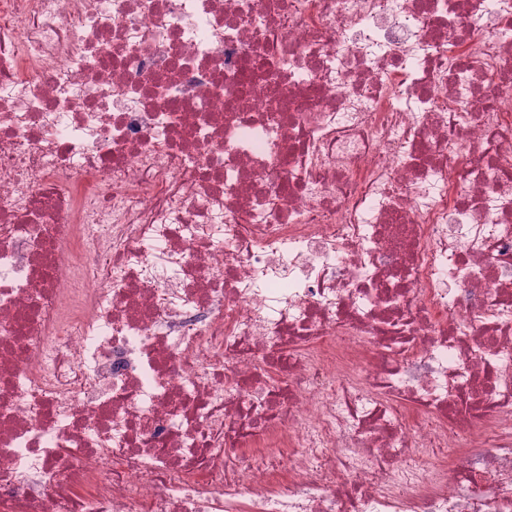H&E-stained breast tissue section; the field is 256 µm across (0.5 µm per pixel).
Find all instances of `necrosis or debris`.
Masks as SVG:
<instances>
[{"mask_svg":"<svg viewBox=\"0 0 512 512\" xmlns=\"http://www.w3.org/2000/svg\"><path fill=\"white\" fill-rule=\"evenodd\" d=\"M0 512H512V0H0Z\"/></svg>","mask_w":512,"mask_h":512,"instance_id":"1","label":"necrosis or debris"}]
</instances>
